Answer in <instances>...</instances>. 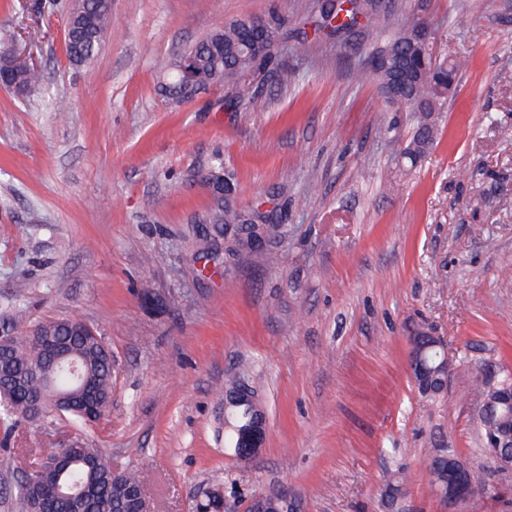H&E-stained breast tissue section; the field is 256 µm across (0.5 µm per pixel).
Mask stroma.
I'll use <instances>...</instances> for the list:
<instances>
[{
    "label": "stroma",
    "instance_id": "1",
    "mask_svg": "<svg viewBox=\"0 0 512 512\" xmlns=\"http://www.w3.org/2000/svg\"><path fill=\"white\" fill-rule=\"evenodd\" d=\"M0 0L20 57L45 73L20 99L0 88V326L76 317L112 350V414L23 423L0 456V512H20L19 470L64 434L150 475L155 512H191L212 488L225 512L281 487L302 512H454L428 462L451 449L488 472L512 512L475 417V380L512 373V0H384L375 30L323 36L307 19L335 0H112L81 68L66 58L70 0ZM277 17L280 44L257 105L219 86L169 103L160 82L191 44L245 17ZM427 27L438 60L465 58L433 147L404 156L415 119L359 81L374 50ZM286 225L278 264L207 254L223 203ZM159 252L158 266L145 262ZM453 360L444 398L417 392L410 338ZM248 363L266 417L241 460L224 431V378Z\"/></svg>",
    "mask_w": 512,
    "mask_h": 512
}]
</instances>
